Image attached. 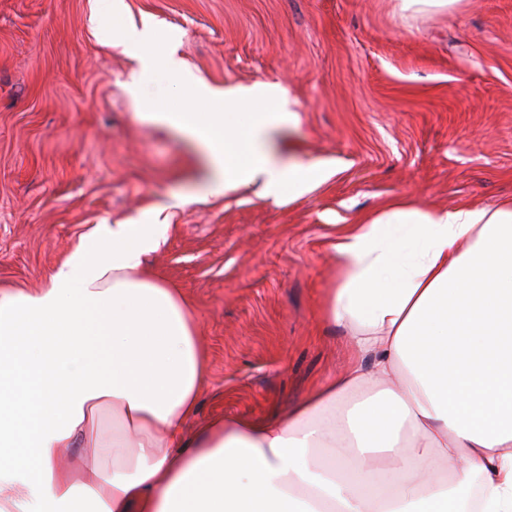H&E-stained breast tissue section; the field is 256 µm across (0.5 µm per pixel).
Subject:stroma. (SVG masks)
Wrapping results in <instances>:
<instances>
[{"instance_id": "obj_1", "label": "stroma", "mask_w": 512, "mask_h": 512, "mask_svg": "<svg viewBox=\"0 0 512 512\" xmlns=\"http://www.w3.org/2000/svg\"><path fill=\"white\" fill-rule=\"evenodd\" d=\"M398 0H0V291L41 288L99 224L165 220L148 277L199 325L208 382L188 420H267L346 364L320 305L338 225L405 198L423 210L512 202V0L426 15ZM151 19L158 56L211 87L279 85L292 121L267 145L329 177L279 201L242 189L178 206L210 170L174 128L139 118L191 97L165 77L131 94Z\"/></svg>"}]
</instances>
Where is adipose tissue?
Returning a JSON list of instances; mask_svg holds the SVG:
<instances>
[{
	"label": "adipose tissue",
	"instance_id": "adipose-tissue-1",
	"mask_svg": "<svg viewBox=\"0 0 512 512\" xmlns=\"http://www.w3.org/2000/svg\"><path fill=\"white\" fill-rule=\"evenodd\" d=\"M133 37L130 86L164 74L196 104L142 119L195 142L222 195H300L322 168L277 163L275 86L220 92ZM162 224H100L34 293L0 291V512H512V204L418 210L399 200L343 225V370L269 422L193 435L207 376L181 296L141 270ZM92 456L58 466V449Z\"/></svg>",
	"mask_w": 512,
	"mask_h": 512
}]
</instances>
